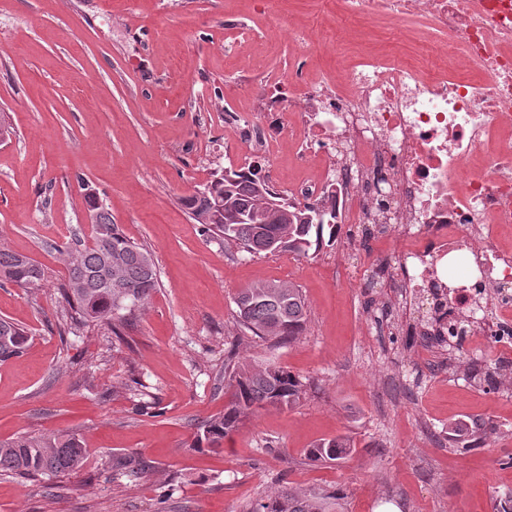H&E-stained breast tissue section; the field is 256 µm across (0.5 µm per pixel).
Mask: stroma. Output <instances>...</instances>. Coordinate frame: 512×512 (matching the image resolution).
I'll return each mask as SVG.
<instances>
[{
	"instance_id": "35a3bbf8",
	"label": "stroma",
	"mask_w": 512,
	"mask_h": 512,
	"mask_svg": "<svg viewBox=\"0 0 512 512\" xmlns=\"http://www.w3.org/2000/svg\"><path fill=\"white\" fill-rule=\"evenodd\" d=\"M310 37L315 77L372 47L408 59L418 49L342 0H0V110L12 131L0 141V245L48 275L39 288H0V317L33 337L0 363V440L74 433L87 449L65 477L0 474V512H241L280 479L340 488L348 512H494L512 491V364L499 366V386L475 385L471 336L450 347L424 335L432 299L403 292L379 225H342L310 258L244 257L181 203L248 161L283 183L317 173L283 134L288 111L269 156L225 128L287 84ZM90 189L157 267L158 288L119 337L104 324L60 326L63 248L91 238ZM273 280L301 288L305 331L235 345L237 291ZM231 351L313 388L293 409L255 411L221 447H193L228 401ZM469 417L495 434L449 447V423ZM339 435L354 441L350 456L308 461L315 441ZM129 453L148 479L113 478V458Z\"/></svg>"
}]
</instances>
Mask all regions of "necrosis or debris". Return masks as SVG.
I'll return each mask as SVG.
<instances>
[{
  "label": "necrosis or debris",
  "mask_w": 512,
  "mask_h": 512,
  "mask_svg": "<svg viewBox=\"0 0 512 512\" xmlns=\"http://www.w3.org/2000/svg\"><path fill=\"white\" fill-rule=\"evenodd\" d=\"M351 13L424 29L422 59L383 52L342 75L260 100V116L295 107L293 135L321 175L289 199L323 204L340 224H392L396 264L421 288L448 290L449 315L477 320L476 344L512 361V248L477 251L512 227V14L493 0H349ZM498 315L478 320L488 302Z\"/></svg>",
  "instance_id": "obj_1"
}]
</instances>
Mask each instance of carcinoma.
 I'll return each instance as SVG.
<instances>
[{
  "label": "carcinoma",
  "mask_w": 512,
  "mask_h": 512,
  "mask_svg": "<svg viewBox=\"0 0 512 512\" xmlns=\"http://www.w3.org/2000/svg\"><path fill=\"white\" fill-rule=\"evenodd\" d=\"M85 203L93 226L92 244L75 240L65 247L68 276L60 295L69 330L109 325L121 311L131 316L158 286L151 252L131 242L112 223L96 194H86ZM181 203L205 233L240 253L307 256L336 242L334 214L318 202L288 201L256 171L226 170L182 197ZM46 279L45 269L35 260L0 248V287L38 288ZM234 303L240 343L251 337L290 343L308 321L301 290L287 282L244 288ZM30 340L23 327L0 318V362L21 356ZM224 380L230 390L224 413L198 427L195 448H218L254 410L293 408L307 394L305 384L290 371L273 364L235 363L231 356L224 361ZM494 431V426L479 419H459L448 423V440L456 448H470ZM353 450L349 438L336 436L315 443L306 457L311 462H335ZM85 454L83 441L74 433L0 440V472L26 480L56 477L80 469ZM112 471L132 480L149 475L134 454L115 459ZM243 512H347V501L336 488L297 489L284 483L254 499Z\"/></svg>",
  "instance_id": "carcinoma-1"
}]
</instances>
